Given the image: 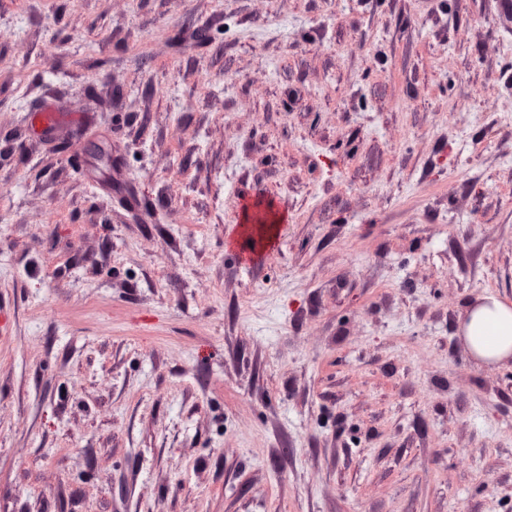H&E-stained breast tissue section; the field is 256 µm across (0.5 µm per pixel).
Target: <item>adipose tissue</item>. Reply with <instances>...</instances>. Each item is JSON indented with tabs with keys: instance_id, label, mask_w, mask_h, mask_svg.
Wrapping results in <instances>:
<instances>
[{
	"instance_id": "adipose-tissue-1",
	"label": "adipose tissue",
	"mask_w": 512,
	"mask_h": 512,
	"mask_svg": "<svg viewBox=\"0 0 512 512\" xmlns=\"http://www.w3.org/2000/svg\"><path fill=\"white\" fill-rule=\"evenodd\" d=\"M473 358L483 363L512 359V303L495 296L472 302L461 325Z\"/></svg>"
}]
</instances>
